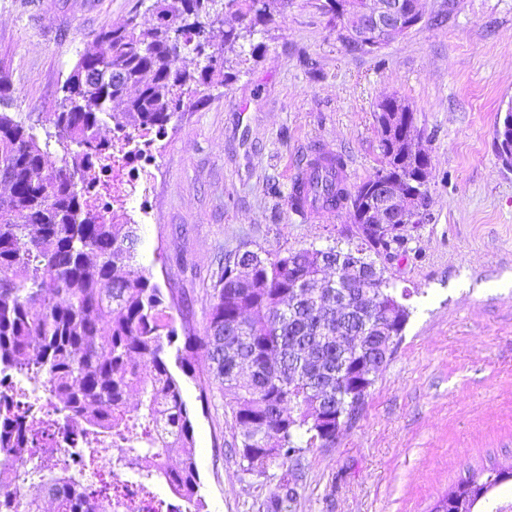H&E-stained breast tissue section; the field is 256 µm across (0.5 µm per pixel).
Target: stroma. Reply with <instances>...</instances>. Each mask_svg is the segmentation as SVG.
Here are the masks:
<instances>
[{
    "label": "stroma",
    "instance_id": "stroma-1",
    "mask_svg": "<svg viewBox=\"0 0 512 512\" xmlns=\"http://www.w3.org/2000/svg\"><path fill=\"white\" fill-rule=\"evenodd\" d=\"M319 4L293 0L255 35L261 50L169 124L136 265L177 329L203 335L225 255L355 233L351 205L293 212L291 176L321 148L362 182L382 159L375 104L404 98L430 158L429 203L408 257L377 263L411 291V316L355 422L304 452L291 512H430L469 474L512 466V171L494 142L512 106V0H422L421 22L371 53L348 51ZM131 17L154 21L141 0H0L7 111H55L80 53ZM193 364L180 381L205 512H269L288 492L280 468L242 470L221 389L203 353Z\"/></svg>",
    "mask_w": 512,
    "mask_h": 512
}]
</instances>
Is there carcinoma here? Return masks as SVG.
I'll return each instance as SVG.
<instances>
[{"label": "carcinoma", "instance_id": "1", "mask_svg": "<svg viewBox=\"0 0 512 512\" xmlns=\"http://www.w3.org/2000/svg\"><path fill=\"white\" fill-rule=\"evenodd\" d=\"M292 0H150L155 23L143 29L132 17L120 28L96 36L80 55L62 86L54 112L37 113L25 124L0 111V376L20 375L50 388L60 406L62 438L78 419L112 441L126 442L113 468L131 473L153 512H204L193 429L168 347L178 333L166 312L161 289L135 266L138 225L116 224L93 209L85 195L87 164L104 150L103 136L116 128L166 134L172 118L193 105L235 54L251 52L258 27L284 13ZM343 0H324L336 26H345ZM239 24L224 30V47L209 45L195 56L196 68L182 65L183 52L197 41L202 26ZM401 98L376 104L382 166L354 189L341 179L322 187L326 204L352 202L360 243L304 248L284 253L245 250L224 259V277L209 300L205 335L186 334L175 363L188 375L192 354L201 349L221 384L225 406L240 429L243 471L264 475L275 465L288 484L308 448L336 444L337 419L346 425L359 413L368 390L402 339L410 318L408 289H398L384 269L366 256L387 259L408 252L404 234L368 232L357 212L370 195L373 178L403 174L420 198L408 219L423 222L428 185L399 158L395 142L412 130L386 135V113ZM114 126H109V123ZM51 124L52 129L45 128ZM44 133H39V128ZM61 150L59 165L46 168L50 143ZM371 269L376 300L369 310L345 272L353 259ZM337 279H323L328 268ZM387 327L390 349L376 357L358 344L377 323ZM140 396V413L129 414L127 397ZM28 424L0 395V456L24 459L23 479L0 470V512H40L39 497L25 484L38 479L54 512H121V499L90 497L82 471L71 472L54 459L55 449L27 456ZM178 458L176 466L167 464ZM163 476L170 496L150 490ZM512 479L495 467L480 478L459 483L432 512H475L477 503Z\"/></svg>", "mask_w": 512, "mask_h": 512}]
</instances>
